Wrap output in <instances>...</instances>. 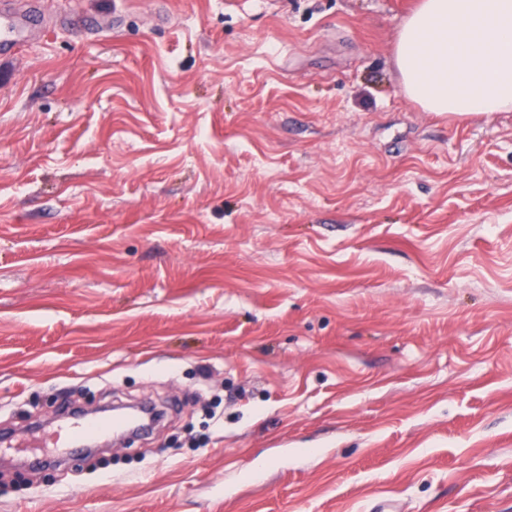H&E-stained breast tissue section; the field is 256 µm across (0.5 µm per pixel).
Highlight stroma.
I'll return each mask as SVG.
<instances>
[{"instance_id":"1","label":"stroma","mask_w":512,"mask_h":512,"mask_svg":"<svg viewBox=\"0 0 512 512\" xmlns=\"http://www.w3.org/2000/svg\"><path fill=\"white\" fill-rule=\"evenodd\" d=\"M0 59V431L149 401L0 512H512V112L417 0H37ZM404 94L425 112L512 110V0H421L394 47Z\"/></svg>"}]
</instances>
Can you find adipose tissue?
Masks as SVG:
<instances>
[{
	"label": "adipose tissue",
	"instance_id": "obj_1",
	"mask_svg": "<svg viewBox=\"0 0 512 512\" xmlns=\"http://www.w3.org/2000/svg\"><path fill=\"white\" fill-rule=\"evenodd\" d=\"M394 63L404 94L424 111H511L512 0H420Z\"/></svg>",
	"mask_w": 512,
	"mask_h": 512
}]
</instances>
